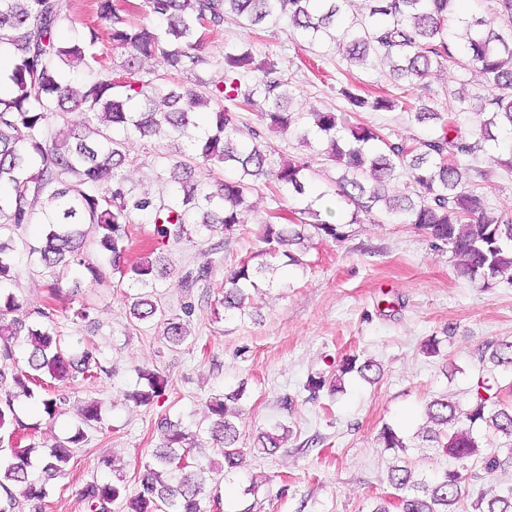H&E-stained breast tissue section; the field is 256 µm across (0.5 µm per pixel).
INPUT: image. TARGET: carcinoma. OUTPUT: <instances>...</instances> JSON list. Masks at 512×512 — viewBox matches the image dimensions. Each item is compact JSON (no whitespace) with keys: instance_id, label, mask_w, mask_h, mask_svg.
<instances>
[{"instance_id":"1","label":"carcinoma","mask_w":512,"mask_h":512,"mask_svg":"<svg viewBox=\"0 0 512 512\" xmlns=\"http://www.w3.org/2000/svg\"><path fill=\"white\" fill-rule=\"evenodd\" d=\"M347 2L143 0L142 7L164 23L158 30L129 23L128 0H96L98 16L108 23L106 34L89 26L63 39L62 0H0V54L11 60L8 69L0 70V82L11 87L10 95L0 96V282L11 277L14 235L24 224L48 226L39 244L21 245L37 256L40 272L51 280L49 288H55L73 264L99 276V269L82 258L86 238L80 226L91 224L100 229L94 246L112 271L145 287L154 263L146 257L135 263L126 260V225L133 215L150 216L162 243L217 228L230 234L248 223V195L269 183L301 207L293 210L289 224L274 214L259 225L265 244L262 256L284 257L287 264L303 268L302 258L292 250L305 248L306 227L323 239L345 238L346 224L321 221L314 209L330 195L338 207L352 208V224L358 213L376 211L393 223L429 230L448 244L460 278L485 284L512 279V217L467 189L469 160L487 142L497 141L495 131L512 129V0H490L487 13L463 21L455 45L448 41V25L455 21L457 0H370L368 15L355 20L345 14ZM230 17L244 29L285 18L310 46L337 41L351 70L374 61L387 65L398 93L373 95L354 85L345 87L342 95L351 112H316L310 128L304 114L291 109L288 77L278 62L257 56L247 41L224 47V79L210 98L168 80L203 62L205 31ZM104 36L123 56L122 76L113 75L97 51ZM148 59L157 61L163 74L140 77L142 62ZM66 65L86 69L89 77L78 85L64 81ZM458 65L481 73L490 87L478 104L460 108L475 112L474 128L465 130L452 113L423 105L415 109V118L434 123V132L410 142L390 141L361 121H350L352 112L405 110L400 94L405 84L435 68ZM241 107L260 108V121L270 131L293 126L305 144L310 135L318 136L322 154L340 169L334 188L319 190L306 161L290 159L275 170L269 168L272 146L256 129L251 130V142L236 143L234 109ZM73 112L79 118L72 123L70 139L52 138L51 126ZM157 135L185 141L195 159L205 165L222 163L232 175L205 186L195 179V168L182 152L173 155L169 176L158 175L159 181L178 185L174 194L135 192L121 175L128 144L134 137ZM400 170L415 185V196L389 193L388 184ZM266 267L272 264L245 260L225 277L224 311L244 314L248 291L258 290L257 276ZM128 301L132 318L162 323L170 344L187 340L181 318L167 315L148 296L137 294ZM20 308L14 295L0 293V429L14 425L11 459L0 463V512H21L23 502L48 497L50 481L65 471L75 448L86 439L84 428L101 423L98 405L91 403L82 409V425L72 435L41 451L42 443L31 434L36 426L16 414L13 389L32 397L46 378L63 382L94 377L100 362L95 346L72 353L49 327L16 316ZM21 335L30 345L28 370L8 372L13 341ZM481 358L512 369V341L492 345L489 355ZM376 367L369 359L343 358L336 366L333 390L343 391L345 375L366 378ZM144 379L146 385L133 393L134 400L149 404L165 395L168 381L163 375L148 372ZM491 390L481 376L465 410L446 395L432 400L426 414L433 427L421 435L452 459L477 458L489 476L512 468V404L502 403ZM242 395L238 388L207 403L213 417L209 433L221 445L227 473L244 463L239 433L229 420V404ZM163 428V447L154 462L144 466L139 489L130 495L122 484L93 480L82 491L87 512H112L117 502L125 512H207L204 471L192 462L195 435L168 422ZM287 436L288 428L276 424L260 433L253 449L273 455ZM379 440L397 454L398 464L391 467L388 480L401 512H459L477 474L443 467L417 479L403 438L385 426ZM35 460L42 472L39 481L30 478ZM172 472L180 474L179 481H169ZM470 508L512 512V487L491 496L482 492Z\"/></svg>"}]
</instances>
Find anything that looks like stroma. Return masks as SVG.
<instances>
[{"label": "stroma", "mask_w": 512, "mask_h": 512, "mask_svg": "<svg viewBox=\"0 0 512 512\" xmlns=\"http://www.w3.org/2000/svg\"><path fill=\"white\" fill-rule=\"evenodd\" d=\"M246 37L257 55L272 56L287 73L294 110L342 112L348 108L343 86L369 92L392 87L386 67L347 70L338 44L307 45L283 21L249 34L231 20L208 30L205 62L189 73V82L210 94L223 76L225 45ZM460 94L472 101L488 90L478 73L461 66L433 70L407 87L418 105L452 108ZM358 118L395 141L432 131L410 112H362ZM269 139L272 165L307 158L317 183L327 186L335 179V166L317 147L300 143L294 130ZM499 141L498 148L478 153L469 186L512 215V172L500 164L512 154V134L502 133ZM166 153L165 143L155 139L131 142L122 169L129 184L159 191L156 175L167 163ZM249 203L247 224L229 236L194 234L162 246L148 217H134L129 225V261L154 248L164 259L167 271L154 280L152 294L170 315L183 319L188 338L176 347L166 342L163 324L130 318L131 285L101 263L96 250L86 258L100 263V278L73 269L53 290L34 257L16 254L13 277L0 283V291L15 295L24 312L49 308L58 334L73 344H95L102 365L95 378L56 383L55 392L65 402L55 418L44 416L36 400L21 396L15 402L19 418L36 425V439L46 445L79 426L86 403L98 402L101 409V424L87 429L41 512H85L80 491L95 478L119 479L135 491L144 464L162 444L165 422L197 435L196 461L207 494L219 499L216 512H372L393 495L387 476L394 459L378 443L386 425L404 435L408 454L421 469L445 466L417 435L425 408L442 395L467 405L485 345L512 341V282L485 288L457 278L447 244L429 231L377 215L353 224L349 211L339 209L335 220L347 223L345 239L312 238L306 269L280 268L252 293L244 316H230L221 305L225 276L261 249L258 224L270 212L293 207L266 187L250 195ZM207 262L212 265L208 280L185 287L186 272ZM188 304L193 310L187 315ZM83 305L91 307V321L74 318ZM432 337L440 345L429 354L423 344ZM352 354L377 363L379 375L371 381L346 376L342 392L324 388L310 399L308 379L331 378L339 361ZM143 370L160 371L169 380L165 396L148 405L127 398L142 388ZM240 385L245 395L233 421L245 462L228 476L219 448L209 439L206 403ZM277 423L289 429L283 447L271 456L253 453L256 435ZM105 456L116 458L120 473L99 466Z\"/></svg>", "instance_id": "35a3bbf8"}]
</instances>
